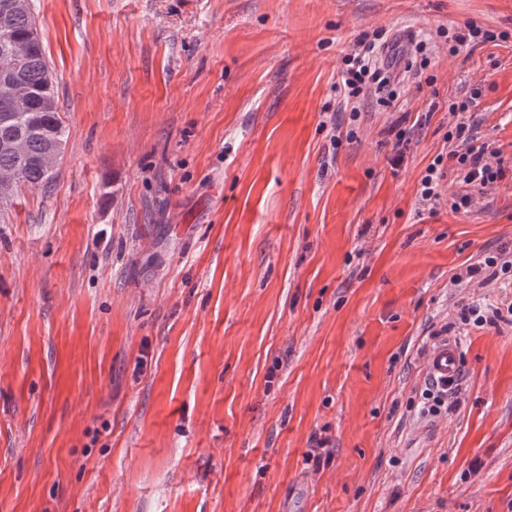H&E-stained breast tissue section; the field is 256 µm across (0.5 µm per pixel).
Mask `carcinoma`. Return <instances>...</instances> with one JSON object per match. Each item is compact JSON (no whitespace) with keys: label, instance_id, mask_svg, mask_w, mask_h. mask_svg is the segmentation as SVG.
<instances>
[{"label":"carcinoma","instance_id":"1","mask_svg":"<svg viewBox=\"0 0 512 512\" xmlns=\"http://www.w3.org/2000/svg\"><path fill=\"white\" fill-rule=\"evenodd\" d=\"M11 71L24 106L0 118V223L23 189L44 188L56 175L66 140L55 79L34 15L33 0H0V70Z\"/></svg>","mask_w":512,"mask_h":512}]
</instances>
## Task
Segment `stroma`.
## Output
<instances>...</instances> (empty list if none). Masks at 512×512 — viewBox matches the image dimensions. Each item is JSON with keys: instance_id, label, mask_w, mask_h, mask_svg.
<instances>
[{"instance_id": "obj_1", "label": "stroma", "mask_w": 512, "mask_h": 512, "mask_svg": "<svg viewBox=\"0 0 512 512\" xmlns=\"http://www.w3.org/2000/svg\"><path fill=\"white\" fill-rule=\"evenodd\" d=\"M34 4L67 139L0 224V512H512V270L465 277L512 251V0ZM470 21L498 40L453 49ZM372 29L431 62L354 120ZM475 88L504 175L420 210ZM382 39V33L377 30L363 31L356 39L352 53L342 59L344 66L336 89L343 94L347 104L357 103L371 88L383 92L398 83L399 73L394 69L397 65H381L379 61L380 51L387 47V42H381ZM447 175L444 166L443 154L437 155L428 166L426 173L421 178L418 202L423 206L433 209L441 200V181ZM427 374L431 381L453 387L461 376L460 352L456 342L445 340L434 346L427 358ZM430 381L425 383L422 396L427 400L428 412L436 414L448 404V392L436 387ZM431 403V404H430Z\"/></svg>"}]
</instances>
